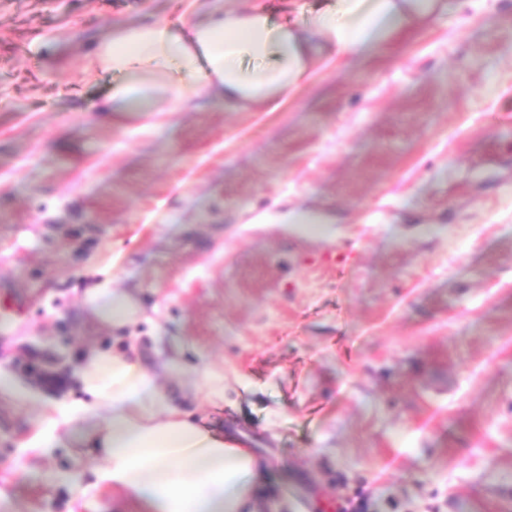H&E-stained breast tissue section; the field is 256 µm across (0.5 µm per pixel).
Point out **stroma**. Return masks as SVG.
Returning a JSON list of instances; mask_svg holds the SVG:
<instances>
[{"mask_svg":"<svg viewBox=\"0 0 512 512\" xmlns=\"http://www.w3.org/2000/svg\"><path fill=\"white\" fill-rule=\"evenodd\" d=\"M205 2L0 0V512H131L72 489L90 449L29 445L112 345L106 277L144 309L122 348L270 463L262 512H512V0H448L272 111H98L113 24ZM178 346L222 401L162 374Z\"/></svg>","mask_w":512,"mask_h":512,"instance_id":"35a3bbf8","label":"stroma"}]
</instances>
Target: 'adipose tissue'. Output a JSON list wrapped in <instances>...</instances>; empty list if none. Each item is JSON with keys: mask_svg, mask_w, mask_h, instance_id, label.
Masks as SVG:
<instances>
[{"mask_svg": "<svg viewBox=\"0 0 512 512\" xmlns=\"http://www.w3.org/2000/svg\"><path fill=\"white\" fill-rule=\"evenodd\" d=\"M447 16L448 0H308L288 12L276 0H232L187 22L114 26L84 76L111 75L108 112H171L191 91L230 112L274 108L321 70L343 69ZM86 303L109 331L143 316L107 280L87 290ZM76 376L83 399L31 447H53L64 430L73 447L93 450L98 482L138 512H260L265 463L192 418L128 350L88 349Z\"/></svg>", "mask_w": 512, "mask_h": 512, "instance_id": "obj_1", "label": "adipose tissue"}]
</instances>
